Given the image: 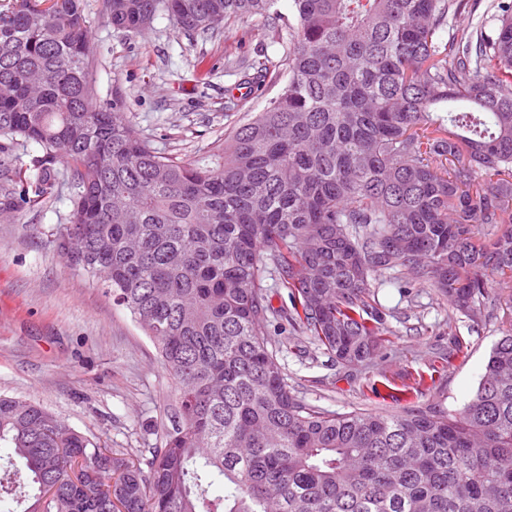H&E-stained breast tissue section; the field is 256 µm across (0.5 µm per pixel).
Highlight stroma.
Wrapping results in <instances>:
<instances>
[{
	"mask_svg": "<svg viewBox=\"0 0 512 512\" xmlns=\"http://www.w3.org/2000/svg\"><path fill=\"white\" fill-rule=\"evenodd\" d=\"M84 8L99 102H122L161 152L200 157L286 83H241L238 59L276 61L284 53L264 19L200 36L160 12L147 30L131 33L107 22L104 0H84ZM58 171L56 197L16 217L0 214V395L36 401L101 445L142 459L157 444L155 427L171 424L173 383L131 313L57 253L53 239L76 192L66 164ZM374 287L390 346L371 362L342 368L307 336H290L277 353L289 385L339 414L417 403L461 409L501 336L498 323L452 314L447 298L411 273L384 275ZM455 346L460 354L444 358Z\"/></svg>",
	"mask_w": 512,
	"mask_h": 512,
	"instance_id": "35a3bbf8",
	"label": "stroma"
}]
</instances>
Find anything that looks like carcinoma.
<instances>
[{"label": "carcinoma", "mask_w": 512, "mask_h": 512, "mask_svg": "<svg viewBox=\"0 0 512 512\" xmlns=\"http://www.w3.org/2000/svg\"><path fill=\"white\" fill-rule=\"evenodd\" d=\"M104 2L127 32L159 11L203 35L281 20L287 83L184 160L98 105L82 0H0V212L54 197L67 164L56 249L131 312L175 384L144 463L1 395L18 469L0 502L23 472L21 512H512V5L473 27L455 24L469 0H292L293 25L278 0ZM262 253L287 310L265 300ZM390 271L502 325L458 411L335 414L288 385L270 317L357 366L388 334L370 299Z\"/></svg>", "instance_id": "1"}]
</instances>
